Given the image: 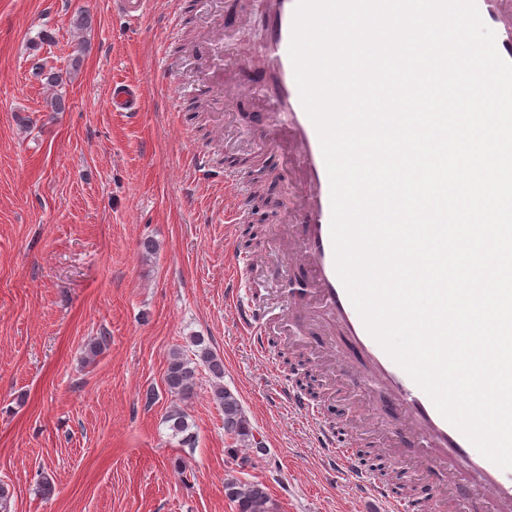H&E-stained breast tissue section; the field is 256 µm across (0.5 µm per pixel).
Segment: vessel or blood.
<instances>
[{
  "mask_svg": "<svg viewBox=\"0 0 512 512\" xmlns=\"http://www.w3.org/2000/svg\"><path fill=\"white\" fill-rule=\"evenodd\" d=\"M265 2V51L257 62L238 67L237 77L255 83L267 101L269 122L296 148L293 164L303 176L306 194L293 218L307 261V281L317 308L336 322L343 346L341 362L348 370V379L375 392L383 413L396 419L404 436L418 439V452L428 463L455 475L459 512H472L476 502L488 504L489 512H512V469L500 468L481 455L436 410L429 396L368 333L337 274L329 176L317 130L301 102L289 54L296 0ZM112 106L118 112H139L138 86L117 83L112 89ZM224 190L234 198L233 209L224 213V220L229 223L245 211L247 197L230 174L224 177ZM225 302L234 308L253 353L265 355L263 313L235 289L226 293ZM278 393L289 411L300 413L307 423L318 426L317 446L329 467L349 478L354 492L374 504V512H420L419 504L399 498L364 468L351 451L349 440L321 424L301 391L283 383Z\"/></svg>",
  "mask_w": 512,
  "mask_h": 512,
  "instance_id": "1",
  "label": "vessel or blood"
}]
</instances>
